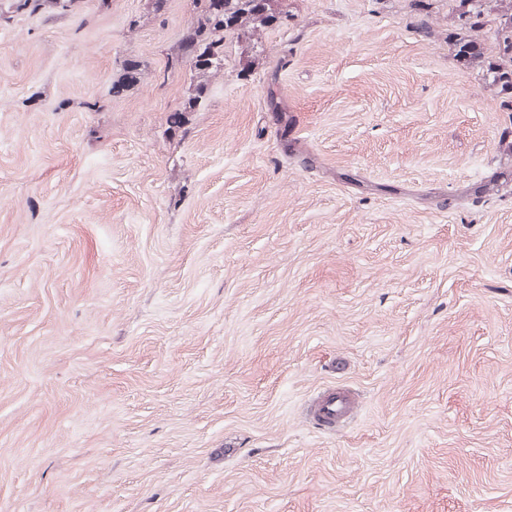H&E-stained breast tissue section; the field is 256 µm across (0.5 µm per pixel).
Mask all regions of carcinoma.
<instances>
[{
  "instance_id": "cac0c4a2",
  "label": "carcinoma",
  "mask_w": 512,
  "mask_h": 512,
  "mask_svg": "<svg viewBox=\"0 0 512 512\" xmlns=\"http://www.w3.org/2000/svg\"><path fill=\"white\" fill-rule=\"evenodd\" d=\"M199 7L181 57L195 54L192 67L200 71L224 68V46L228 38L240 36V28L267 27L276 19L274 0H196ZM493 82L512 84V15L499 32V61L492 68Z\"/></svg>"
}]
</instances>
